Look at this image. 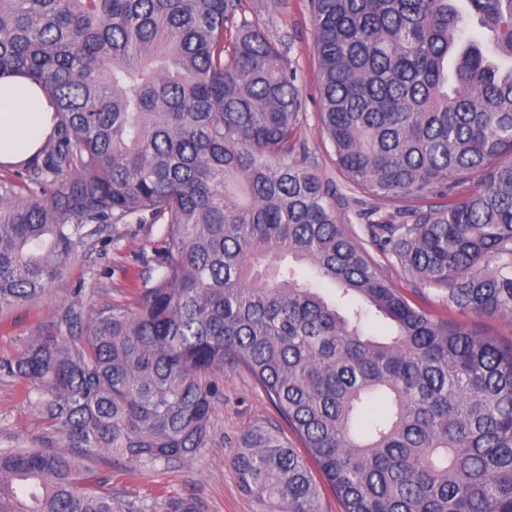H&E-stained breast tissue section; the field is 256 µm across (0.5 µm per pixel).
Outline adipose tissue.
I'll list each match as a JSON object with an SVG mask.
<instances>
[{
	"label": "adipose tissue",
	"instance_id": "obj_1",
	"mask_svg": "<svg viewBox=\"0 0 512 512\" xmlns=\"http://www.w3.org/2000/svg\"><path fill=\"white\" fill-rule=\"evenodd\" d=\"M0 165H18L36 154L54 128V107L42 88L23 76L0 78Z\"/></svg>",
	"mask_w": 512,
	"mask_h": 512
}]
</instances>
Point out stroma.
I'll return each mask as SVG.
<instances>
[{"instance_id": "stroma-1", "label": "stroma", "mask_w": 512, "mask_h": 512, "mask_svg": "<svg viewBox=\"0 0 512 512\" xmlns=\"http://www.w3.org/2000/svg\"><path fill=\"white\" fill-rule=\"evenodd\" d=\"M237 14L257 22L281 43L297 72L304 118L299 128L312 169L336 191V212L345 230L365 238L371 214L393 211V203L378 201L348 190L338 171L329 141L318 121L317 63L309 0H232ZM163 224H116L93 242L78 247L63 276L44 297L0 311V357H14L37 328L52 325L75 300L85 307L132 303L137 288L151 274L150 259L164 244ZM369 256L380 262L390 283L410 302L437 316L478 325L499 338H512V317L472 315L448 308L441 290L405 276L394 261L384 260L375 247ZM224 399L217 403L212 448L184 462L164 466H115L94 457L87 465L109 478L115 495L130 501L153 503L169 497L192 496L200 512H264L239 486L231 464L241 434L253 425H282L276 408L245 371L228 368L219 377ZM46 421L27 399L25 382L0 376V448L17 443H40L50 436Z\"/></svg>"}]
</instances>
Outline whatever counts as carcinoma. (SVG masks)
<instances>
[{"mask_svg":"<svg viewBox=\"0 0 512 512\" xmlns=\"http://www.w3.org/2000/svg\"><path fill=\"white\" fill-rule=\"evenodd\" d=\"M319 117L348 184L398 207L367 236L448 307L512 317V0H310ZM227 0H0V76L53 102L54 129L0 179V311L44 296L112 224H167L131 309L77 301L0 374L53 428L0 449V512H198L112 495L83 460L167 465L214 443L224 367L302 444L246 430L232 457L266 512H512V341L392 288L297 138L300 91ZM476 190L455 201L468 179ZM335 296L321 291L322 282ZM382 318L387 336L367 332Z\"/></svg>","mask_w":512,"mask_h":512,"instance_id":"carcinoma-1","label":"carcinoma"}]
</instances>
